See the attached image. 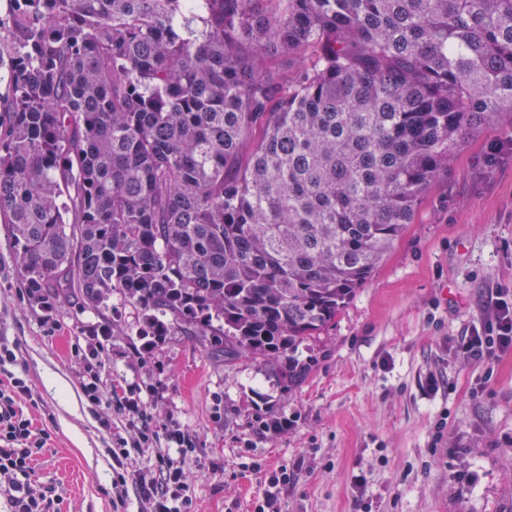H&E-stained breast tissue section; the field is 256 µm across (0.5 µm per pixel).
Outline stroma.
Listing matches in <instances>:
<instances>
[{"instance_id": "stroma-1", "label": "stroma", "mask_w": 512, "mask_h": 512, "mask_svg": "<svg viewBox=\"0 0 512 512\" xmlns=\"http://www.w3.org/2000/svg\"><path fill=\"white\" fill-rule=\"evenodd\" d=\"M494 138L512 139V115L465 140L356 297L299 348L313 365L301 383L249 356L225 361L222 347L178 330L139 358V312L118 293L106 318L31 305L0 227V341L22 345L17 370L44 403L35 421L54 418L36 474L64 512H113L110 411L83 397L73 355L107 319L104 378L152 393L160 418L177 419L201 450L190 468L197 512H254L281 466L295 477L277 512H512V352L476 397V374L451 344L480 319L489 288L512 285V155L486 165ZM432 375L444 381L435 392ZM260 415L295 424L261 435Z\"/></svg>"}]
</instances>
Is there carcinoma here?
<instances>
[{"label": "carcinoma", "mask_w": 512, "mask_h": 512, "mask_svg": "<svg viewBox=\"0 0 512 512\" xmlns=\"http://www.w3.org/2000/svg\"><path fill=\"white\" fill-rule=\"evenodd\" d=\"M0 223L28 298L288 354L466 138L512 111V0H13ZM312 61L281 77L275 62Z\"/></svg>", "instance_id": "obj_1"}]
</instances>
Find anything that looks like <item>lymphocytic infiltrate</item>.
<instances>
[{
  "label": "lymphocytic infiltrate",
  "mask_w": 512,
  "mask_h": 512,
  "mask_svg": "<svg viewBox=\"0 0 512 512\" xmlns=\"http://www.w3.org/2000/svg\"><path fill=\"white\" fill-rule=\"evenodd\" d=\"M485 316L453 341L457 357L477 370V385L486 388L501 355L512 352V287L499 284L489 290ZM108 335L76 347L89 372L81 389L96 406L111 407L124 424L106 454L112 461V506L122 508L136 495L140 512H194L188 459L194 455L189 436L176 419L158 424L150 406L136 389L113 398L101 386L96 369L106 359ZM17 348L0 343V503L6 512H62L63 497L53 484L34 476L33 463L44 454L50 433L25 415L22 405L35 396L24 375L15 373ZM149 465L140 466L143 454Z\"/></svg>",
  "instance_id": "obj_1"
}]
</instances>
